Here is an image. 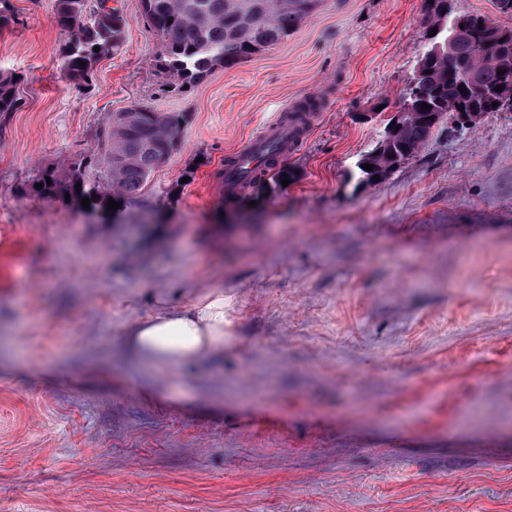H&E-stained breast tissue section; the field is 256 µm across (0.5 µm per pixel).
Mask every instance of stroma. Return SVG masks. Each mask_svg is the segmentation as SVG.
<instances>
[{"mask_svg": "<svg viewBox=\"0 0 512 512\" xmlns=\"http://www.w3.org/2000/svg\"><path fill=\"white\" fill-rule=\"evenodd\" d=\"M84 93L55 0H9L0 73V512H512V112L433 129L376 182L427 46V0H320L287 38L185 91L123 0ZM321 98L273 196L226 156ZM182 112L181 146L105 221L26 196L112 113ZM224 291V348L145 360L129 330ZM13 75H0V117L4 119L11 112L20 108L21 99L18 96L16 85L18 79L14 80Z\"/></svg>", "mask_w": 512, "mask_h": 512, "instance_id": "obj_1", "label": "stroma"}]
</instances>
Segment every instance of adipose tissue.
I'll use <instances>...</instances> for the list:
<instances>
[{"label":"adipose tissue","instance_id":"1","mask_svg":"<svg viewBox=\"0 0 512 512\" xmlns=\"http://www.w3.org/2000/svg\"><path fill=\"white\" fill-rule=\"evenodd\" d=\"M129 336L142 355L160 363H188L223 349L224 292L214 289L188 307L138 322Z\"/></svg>","mask_w":512,"mask_h":512}]
</instances>
